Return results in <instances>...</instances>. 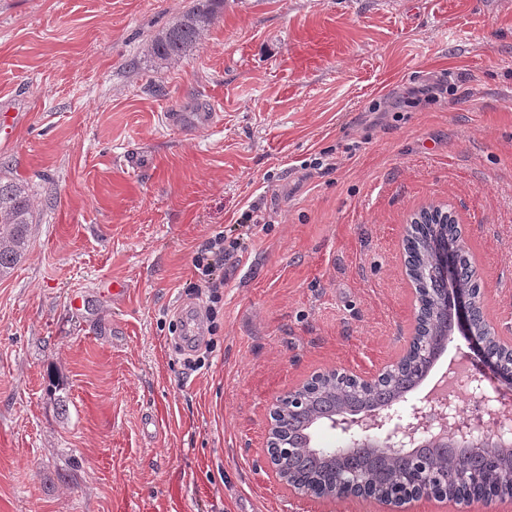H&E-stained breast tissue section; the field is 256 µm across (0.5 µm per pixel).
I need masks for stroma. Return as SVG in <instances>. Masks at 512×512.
<instances>
[{"mask_svg":"<svg viewBox=\"0 0 512 512\" xmlns=\"http://www.w3.org/2000/svg\"><path fill=\"white\" fill-rule=\"evenodd\" d=\"M192 5L0 0V176L33 196L0 278V512H381L293 495L269 410L402 357L423 207L454 211L485 319L512 327V0H224L159 67L150 40ZM444 73L445 98L376 111ZM255 203L190 370L191 258Z\"/></svg>","mask_w":512,"mask_h":512,"instance_id":"35a3bbf8","label":"stroma"}]
</instances>
